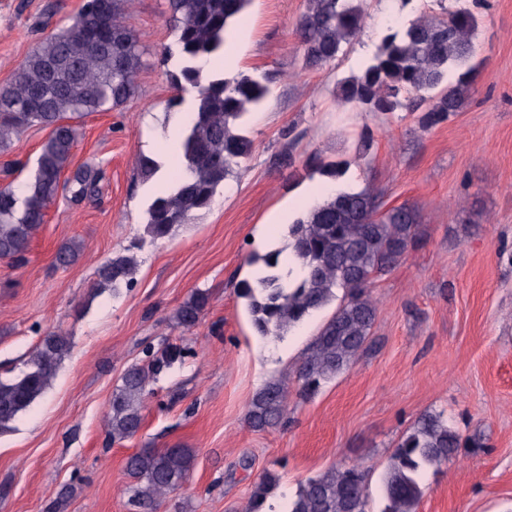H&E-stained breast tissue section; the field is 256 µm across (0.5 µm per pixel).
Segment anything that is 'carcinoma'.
Wrapping results in <instances>:
<instances>
[{"label":"carcinoma","instance_id":"obj_1","mask_svg":"<svg viewBox=\"0 0 512 512\" xmlns=\"http://www.w3.org/2000/svg\"><path fill=\"white\" fill-rule=\"evenodd\" d=\"M252 0H167L177 22L178 61L168 73L176 95L168 108L193 101L180 141L181 171L168 192L151 198L144 233L132 248L115 252L96 269L93 289L118 293L134 284L138 261L134 250L145 239L163 240L210 209L225 181L253 151L243 134L248 110L265 99L269 76L247 73L225 77L204 68L203 62L224 53L232 21ZM128 0H83L68 23L46 36L26 58L14 79L0 85V153L26 129H50L35 164L19 185L0 186V259L25 260L30 243L45 223L58 195L60 180L72 162L76 128L72 121L95 112L118 108L136 93L142 71L135 31L126 22ZM366 0H307L296 26L301 69L332 66L344 47L364 27ZM477 15L469 8L419 18L402 30L381 38L377 51L361 72L341 79L338 98L359 112L391 113L402 108L420 113L419 124L431 128L460 111L470 98L472 71L448 81V65L468 60L474 52ZM273 164L296 177L305 171L336 181L344 164L319 153L296 165L292 150ZM141 178L151 180L160 164L144 153L138 157ZM98 172L77 167L65 180L71 197L95 191ZM288 266L281 251L256 256L262 262L253 281L239 283L252 324L261 336H279L311 313L337 298L333 316L309 344L297 371L299 393L308 396L346 369L363 350L376 317L369 295L373 280L398 264L419 243L418 215L403 205L379 210L368 190H339L288 225ZM80 255L77 242L58 250L66 266ZM210 304V293L197 289L175 311L183 328L195 326ZM69 340L57 332L44 336L15 378L0 377V431L30 407L49 388ZM183 350L167 345L129 365L112 391L109 440L120 444L141 427V408L154 384ZM288 407V387L277 381L261 388L250 400L246 420L263 431L280 423ZM463 445L460 434L439 413L422 415L392 456L384 477L383 512H415L422 497L421 472L448 462ZM195 460L191 448H142L126 461L134 483L129 486L135 512H156L161 500L184 484ZM276 477L267 472L251 493L247 512H273L267 504ZM366 473L358 466L332 469L308 479L285 512H366Z\"/></svg>","mask_w":512,"mask_h":512}]
</instances>
